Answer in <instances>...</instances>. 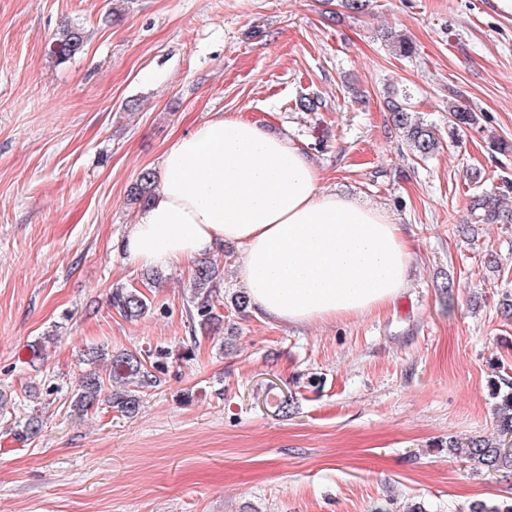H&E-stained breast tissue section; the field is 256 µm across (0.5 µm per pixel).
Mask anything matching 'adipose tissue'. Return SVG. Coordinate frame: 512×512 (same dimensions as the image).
<instances>
[{"label": "adipose tissue", "instance_id": "1", "mask_svg": "<svg viewBox=\"0 0 512 512\" xmlns=\"http://www.w3.org/2000/svg\"><path fill=\"white\" fill-rule=\"evenodd\" d=\"M157 177L119 244L132 263L174 265L237 244L252 308L298 324L388 306L407 284L399 226L325 191L301 148L258 123L215 115L164 150Z\"/></svg>", "mask_w": 512, "mask_h": 512}]
</instances>
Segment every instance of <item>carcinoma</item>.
I'll return each instance as SVG.
<instances>
[{
  "label": "carcinoma",
  "mask_w": 512,
  "mask_h": 512,
  "mask_svg": "<svg viewBox=\"0 0 512 512\" xmlns=\"http://www.w3.org/2000/svg\"><path fill=\"white\" fill-rule=\"evenodd\" d=\"M381 39L394 47L401 56L409 57L414 53L411 41L394 35L389 29L381 34ZM83 43L81 29L64 25L52 43V53L66 59L78 53ZM386 107L393 124L403 134L405 144L414 157L425 159L439 150L441 140L438 134L412 110L410 95L395 94L386 101ZM477 122L476 113L462 110L457 106L448 107V138L456 139L460 131ZM156 190L154 173L144 170L129 187L127 201L141 208L149 203ZM471 212L475 213V218L483 224H497L506 218L500 209V200L486 195L475 197ZM190 287L191 329L198 328L205 333L217 330V326L224 322V316L216 312V298L221 295L222 287L215 268L204 263L197 264L191 276ZM111 302L112 307L122 316L130 319L140 318L150 310L146 297L140 291L122 286L112 289ZM170 357V351L156 348L144 353L127 350L109 358L104 350L91 347L87 350L86 361L87 364L94 366V369L80 380L79 389L72 399V406L85 413L98 408L103 387L109 382L116 384V387L110 390L107 403L122 414L133 415L140 409L143 393L161 385L158 373L165 369ZM103 361L107 362L106 379L96 369ZM504 385L507 391L502 393V401L510 413L500 418L502 439L495 442L473 439L466 446L456 443L450 445V452L461 454L473 462L475 467L488 471L512 468V448L506 446L507 437L512 435V383L506 381Z\"/></svg>",
  "instance_id": "obj_1"
}]
</instances>
